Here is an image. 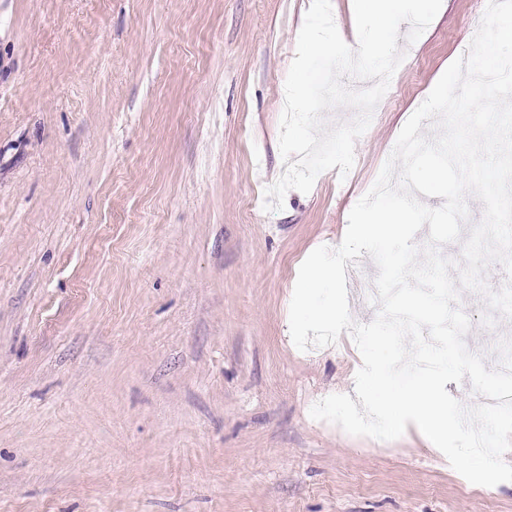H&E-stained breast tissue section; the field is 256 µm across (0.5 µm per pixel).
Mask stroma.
<instances>
[{
    "instance_id": "stroma-1",
    "label": "stroma",
    "mask_w": 512,
    "mask_h": 512,
    "mask_svg": "<svg viewBox=\"0 0 512 512\" xmlns=\"http://www.w3.org/2000/svg\"><path fill=\"white\" fill-rule=\"evenodd\" d=\"M311 0H0V512H512L419 433L311 418L352 391L348 333L289 306L483 0H442L355 144L282 210L285 80ZM465 338L497 365L512 320Z\"/></svg>"
}]
</instances>
